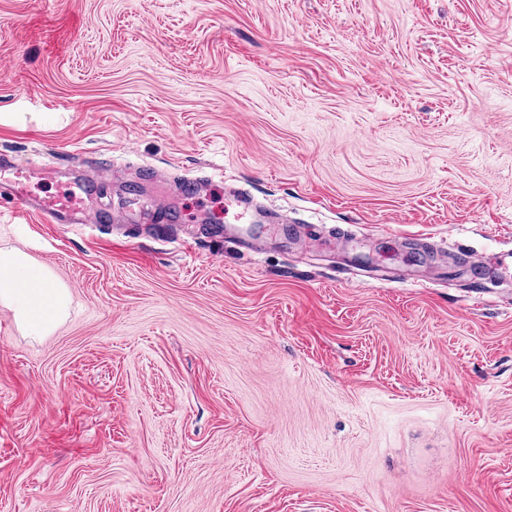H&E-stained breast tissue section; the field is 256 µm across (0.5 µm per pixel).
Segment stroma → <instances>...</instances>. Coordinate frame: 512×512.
<instances>
[{
	"instance_id": "1",
	"label": "stroma",
	"mask_w": 512,
	"mask_h": 512,
	"mask_svg": "<svg viewBox=\"0 0 512 512\" xmlns=\"http://www.w3.org/2000/svg\"><path fill=\"white\" fill-rule=\"evenodd\" d=\"M0 153L112 215L0 213V512H512V0H0ZM70 303L68 288L29 253L0 246V305L14 311L27 336H48L65 321Z\"/></svg>"
}]
</instances>
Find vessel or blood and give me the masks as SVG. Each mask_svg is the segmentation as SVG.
<instances>
[{
	"instance_id": "b4317fda",
	"label": "vessel or blood",
	"mask_w": 512,
	"mask_h": 512,
	"mask_svg": "<svg viewBox=\"0 0 512 512\" xmlns=\"http://www.w3.org/2000/svg\"><path fill=\"white\" fill-rule=\"evenodd\" d=\"M49 170L32 172L16 158L0 157V203L15 206L24 214L40 216L48 224H104L107 216L96 207L103 188L101 178H80L57 186L55 193L42 194L39 184Z\"/></svg>"
}]
</instances>
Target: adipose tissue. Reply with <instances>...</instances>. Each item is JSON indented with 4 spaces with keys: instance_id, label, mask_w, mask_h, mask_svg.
<instances>
[{
    "instance_id": "adipose-tissue-1",
    "label": "adipose tissue",
    "mask_w": 512,
    "mask_h": 512,
    "mask_svg": "<svg viewBox=\"0 0 512 512\" xmlns=\"http://www.w3.org/2000/svg\"><path fill=\"white\" fill-rule=\"evenodd\" d=\"M70 303L68 288L29 253L0 246V305L13 310L26 335H49L67 318Z\"/></svg>"
}]
</instances>
